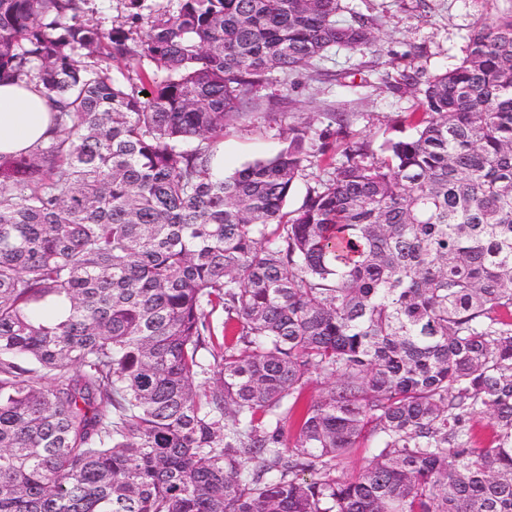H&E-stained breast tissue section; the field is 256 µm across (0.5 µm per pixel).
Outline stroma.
Wrapping results in <instances>:
<instances>
[{
  "mask_svg": "<svg viewBox=\"0 0 512 512\" xmlns=\"http://www.w3.org/2000/svg\"><path fill=\"white\" fill-rule=\"evenodd\" d=\"M354 11L371 18L374 39L362 50L339 51L320 65V73H305L255 92L259 102L277 99V112L251 114L228 125L213 163L224 174L244 164L274 156L288 129L310 124L324 129L331 112L347 118L343 138L335 143L367 141L378 147L385 138L407 128L417 109L411 93H394L382 83L415 66L434 73L461 56L473 28L512 14V0H347Z\"/></svg>",
  "mask_w": 512,
  "mask_h": 512,
  "instance_id": "35a3bbf8",
  "label": "stroma"
}]
</instances>
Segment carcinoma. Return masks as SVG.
<instances>
[{
	"instance_id": "obj_1",
	"label": "carcinoma",
	"mask_w": 512,
	"mask_h": 512,
	"mask_svg": "<svg viewBox=\"0 0 512 512\" xmlns=\"http://www.w3.org/2000/svg\"><path fill=\"white\" fill-rule=\"evenodd\" d=\"M92 2L0 0V83L56 109L0 158V512H512V15L385 81L420 95L411 131L286 211L311 127L224 177L214 146L372 22L120 0L105 28Z\"/></svg>"
}]
</instances>
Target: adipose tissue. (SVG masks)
Segmentation results:
<instances>
[{"label":"adipose tissue","mask_w":512,"mask_h":512,"mask_svg":"<svg viewBox=\"0 0 512 512\" xmlns=\"http://www.w3.org/2000/svg\"><path fill=\"white\" fill-rule=\"evenodd\" d=\"M52 117L50 100L33 85L0 84V156L26 154L45 143Z\"/></svg>","instance_id":"1"}]
</instances>
